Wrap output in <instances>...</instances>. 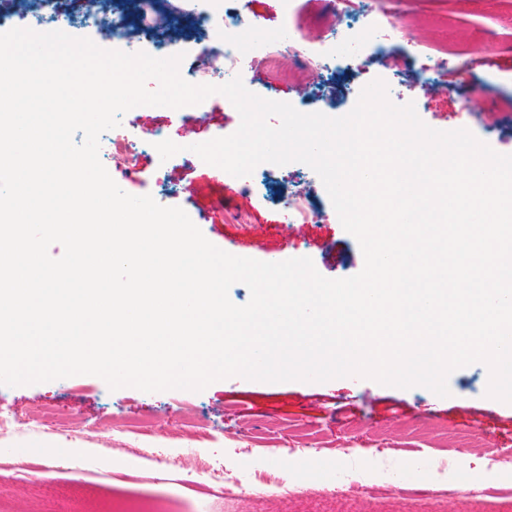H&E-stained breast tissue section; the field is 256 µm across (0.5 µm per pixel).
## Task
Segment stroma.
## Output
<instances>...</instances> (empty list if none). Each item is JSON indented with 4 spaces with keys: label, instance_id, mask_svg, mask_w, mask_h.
I'll return each mask as SVG.
<instances>
[{
    "label": "stroma",
    "instance_id": "obj_1",
    "mask_svg": "<svg viewBox=\"0 0 512 512\" xmlns=\"http://www.w3.org/2000/svg\"><path fill=\"white\" fill-rule=\"evenodd\" d=\"M296 22L306 32L330 34L339 14L371 10L402 19L411 38L385 49L372 62L362 50L337 46L347 55L344 68L326 73L303 90L292 70L269 71L261 58L241 64L247 89L273 101L290 103L303 113L335 117L354 107L361 90L380 78L391 87L389 100L414 103L419 118L442 131L469 129L502 154H512V0H296ZM163 41L178 37L194 79L212 77V60L202 36L163 26ZM443 42L448 56H422L417 44ZM483 91L484 111L474 116L468 95ZM208 119L193 138L202 143L234 133L237 110L209 98L201 104ZM185 122L180 110L139 106L120 117L119 130L129 140L149 141L164 131L181 143ZM100 160L126 193L151 195L163 206L181 207L218 248L234 242L238 252L256 260L281 262L311 258L330 279L358 274L364 265L358 240L342 226L317 174L292 162L263 179L261 187L227 179L222 169L181 154L159 161L156 153L138 154L136 163L114 158L112 134L100 136ZM223 207H215V200ZM306 208L309 220L289 223L288 216ZM449 396L422 386H385L358 376L326 382H262L239 376L218 380L200 392L167 390L148 393L132 387L110 390L99 377L76 375L49 382L0 385V416L16 421L15 438L0 440V458L22 456L28 437L38 435L39 406L69 413L89 430V438H57L74 449L101 478L67 469L65 460L43 457V466L27 483L0 471V512H512V499L424 496L440 477L438 464H452L453 482L466 486L488 479L485 448L512 451V404L487 397L488 379L481 364L454 371ZM194 416L209 434L198 450L207 467L227 476L256 475L280 481L289 471L295 493L276 489L259 498L243 489L233 499L215 502L190 497L169 483H127L115 471L129 456L115 455L122 441L112 428L114 417H149L162 452L182 431L185 416ZM469 433L470 450L454 455L448 436ZM386 453L396 467L394 480L368 474L349 492L325 499L316 489L333 486L346 470L349 456L370 460ZM409 491L396 495L393 483Z\"/></svg>",
    "mask_w": 512,
    "mask_h": 512
}]
</instances>
